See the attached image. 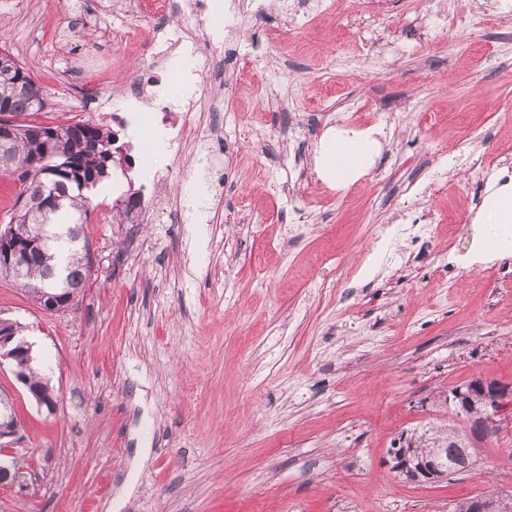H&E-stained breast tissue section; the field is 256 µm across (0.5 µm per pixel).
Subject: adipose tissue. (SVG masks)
<instances>
[{
  "mask_svg": "<svg viewBox=\"0 0 512 512\" xmlns=\"http://www.w3.org/2000/svg\"><path fill=\"white\" fill-rule=\"evenodd\" d=\"M379 148L377 130L331 129L320 144L318 172L324 180L339 186L354 182L373 163ZM480 221L498 227L497 232L486 238V251L512 255V192L490 189Z\"/></svg>",
  "mask_w": 512,
  "mask_h": 512,
  "instance_id": "adipose-tissue-1",
  "label": "adipose tissue"
}]
</instances>
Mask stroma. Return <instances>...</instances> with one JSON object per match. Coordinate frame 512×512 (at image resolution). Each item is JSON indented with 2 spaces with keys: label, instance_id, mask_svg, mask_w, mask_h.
I'll return each mask as SVG.
<instances>
[{
  "label": "stroma",
  "instance_id": "35a3bbf8",
  "mask_svg": "<svg viewBox=\"0 0 512 512\" xmlns=\"http://www.w3.org/2000/svg\"><path fill=\"white\" fill-rule=\"evenodd\" d=\"M112 2L0 0L7 49L46 90L43 122L82 118L98 84L120 101L123 69L146 65L100 21L55 41ZM492 3L267 0L266 21L300 44L282 59L254 23L215 27L214 0H199L183 51L201 60L234 41L269 91L216 85L201 67L163 73L154 95L194 109L199 132L154 171L127 169L147 221L117 223L114 197L91 191L93 268L76 309L43 311L0 282V316L22 324L57 393L47 412L0 371L24 436L0 512H451L512 491L511 412L469 472L420 484L389 465L401 436L462 426L452 388L512 381V256L436 279L443 244L465 252L488 230L475 217L495 178L477 158L512 166V25ZM73 52L113 67L73 74L61 99L48 68ZM271 93L300 175L286 188L261 176L248 133ZM213 96L242 135L220 150ZM339 126L381 132L373 165L340 188L315 170ZM414 219L432 236L364 274L378 225Z\"/></svg>",
  "mask_w": 512,
  "mask_h": 512
}]
</instances>
